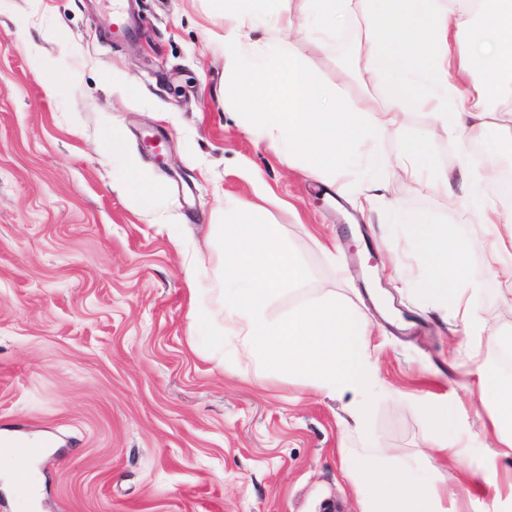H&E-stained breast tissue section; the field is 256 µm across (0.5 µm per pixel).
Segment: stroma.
<instances>
[{
    "mask_svg": "<svg viewBox=\"0 0 512 512\" xmlns=\"http://www.w3.org/2000/svg\"><path fill=\"white\" fill-rule=\"evenodd\" d=\"M132 2L143 33L116 42L113 0H0V443L50 445L34 499L0 459V512H368L344 453L351 394L204 353L191 313L205 299L185 268L211 286L214 226L241 201L309 269L271 315L332 292L368 322L380 383L409 403L374 405L367 439L384 466L410 462L423 483L451 473L456 512H512V455L468 390L474 348L488 386L512 381L501 351L462 336L419 288L425 261L406 227L368 222L352 195L245 131L212 0ZM357 34L352 23L297 47L323 77L360 61ZM131 167L157 188L147 207L119 188ZM389 192L426 223L483 232L402 177ZM478 301L487 331L512 334L511 290L490 282ZM434 408L472 436L465 465L426 445Z\"/></svg>",
    "mask_w": 512,
    "mask_h": 512,
    "instance_id": "stroma-1",
    "label": "stroma"
}]
</instances>
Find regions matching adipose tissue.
Returning a JSON list of instances; mask_svg holds the SVG:
<instances>
[{
	"instance_id": "ef3b65f1",
	"label": "adipose tissue",
	"mask_w": 512,
	"mask_h": 512,
	"mask_svg": "<svg viewBox=\"0 0 512 512\" xmlns=\"http://www.w3.org/2000/svg\"><path fill=\"white\" fill-rule=\"evenodd\" d=\"M213 3L224 19L225 74L246 131L280 142L287 165L302 163L324 177L352 173L359 211L410 225L428 267L424 289L452 312L464 336L482 335L486 317L475 294L489 279L512 289V210L487 199V174L467 161L439 172L425 157L441 130L493 156L512 153V0H301L293 13L284 11L283 0ZM353 20L362 25L361 67L318 77L299 53L297 36L319 45ZM257 25L270 31L267 49L249 41ZM355 84L361 95L350 94ZM411 110L432 123L406 141L407 184L446 200L449 209H464L483 236L463 237L448 227L426 232L388 196L387 164L376 146L402 134ZM476 252L485 255L484 265L471 264ZM382 454L378 446L346 450L370 512H453L441 484H420L406 463L382 468Z\"/></svg>"
}]
</instances>
